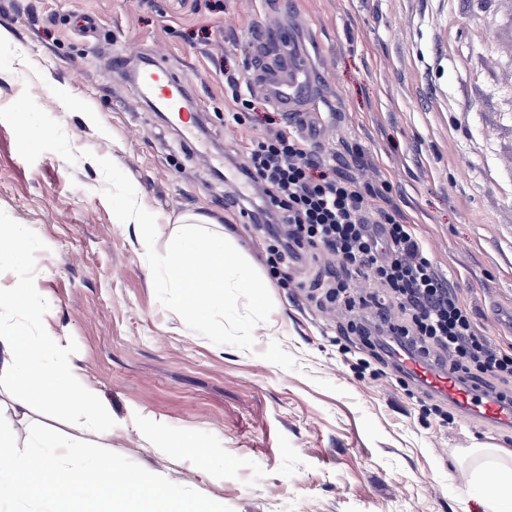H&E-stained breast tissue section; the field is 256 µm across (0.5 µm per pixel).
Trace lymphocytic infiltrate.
I'll return each mask as SVG.
<instances>
[{"label":"lymphocytic infiltrate","instance_id":"1","mask_svg":"<svg viewBox=\"0 0 512 512\" xmlns=\"http://www.w3.org/2000/svg\"><path fill=\"white\" fill-rule=\"evenodd\" d=\"M238 173L250 188L243 202L275 239L277 263L289 265L313 250L340 259L342 271L330 275L322 301L352 313L350 332L377 361L390 363L397 351L416 359L437 350L448 358V374L466 387L493 400L506 397L512 348L477 335L471 312L441 278L412 225L372 210L370 188L283 129L252 141ZM352 275L379 284L399 307L400 320L382 309L371 321L356 317L368 300L351 288Z\"/></svg>","mask_w":512,"mask_h":512}]
</instances>
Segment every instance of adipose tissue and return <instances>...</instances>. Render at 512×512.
Instances as JSON below:
<instances>
[{
    "label": "adipose tissue",
    "mask_w": 512,
    "mask_h": 512,
    "mask_svg": "<svg viewBox=\"0 0 512 512\" xmlns=\"http://www.w3.org/2000/svg\"><path fill=\"white\" fill-rule=\"evenodd\" d=\"M179 222L183 231L163 259L171 287L192 295L202 288L223 287L228 278L238 288L259 287L233 235L223 225L199 213L183 215ZM29 288V280L21 275L14 287L0 290V378L10 382L9 402L0 401V461H17L13 471L0 470V501L32 498L53 487L69 492L71 500L50 503L48 512H81V504L91 495L108 499L110 512H198L190 503L175 506L168 499L130 491L125 470L111 455L87 463V449L106 447L112 438L111 429L99 424L105 409L69 363L45 368L43 355L57 349L60 338L46 330L34 338L25 336L16 318L33 313L27 304ZM43 402L55 403L72 414L76 436L16 458L10 428L26 420L29 405ZM483 466L492 480L478 502L486 512H496L498 501L512 494V463L495 458Z\"/></svg>",
    "instance_id": "adipose-tissue-1"
}]
</instances>
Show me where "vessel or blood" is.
<instances>
[{"mask_svg": "<svg viewBox=\"0 0 512 512\" xmlns=\"http://www.w3.org/2000/svg\"><path fill=\"white\" fill-rule=\"evenodd\" d=\"M302 64V52L299 46L290 45L284 65H268L259 70V78L266 84L272 101L290 113H297L299 123H306L307 115L298 114L306 81ZM132 81L140 96L154 111L168 113L176 122L181 123L186 133L181 143L196 148L195 132L198 120L187 115V103L190 92L178 75L166 64L157 60L144 62L137 70ZM413 370L421 378L429 380L431 385L448 397L461 403L466 416L485 420L507 421L512 423V407L503 406L485 398L481 392L459 387L449 377H440L429 373L422 365H414Z\"/></svg>", "mask_w": 512, "mask_h": 512, "instance_id": "b4317fda", "label": "vessel or blood"}]
</instances>
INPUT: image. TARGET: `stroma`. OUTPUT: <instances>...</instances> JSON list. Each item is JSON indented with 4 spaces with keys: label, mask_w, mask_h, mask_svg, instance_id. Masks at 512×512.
Wrapping results in <instances>:
<instances>
[{
    "label": "stroma",
    "mask_w": 512,
    "mask_h": 512,
    "mask_svg": "<svg viewBox=\"0 0 512 512\" xmlns=\"http://www.w3.org/2000/svg\"><path fill=\"white\" fill-rule=\"evenodd\" d=\"M501 0H0V226L25 225L23 255L0 250V289L24 271L43 326L61 338L46 367L74 366L112 415V459L134 485L205 512H483L469 449L506 452L507 424L440 425L393 370L364 353L339 308L308 297L333 261L273 273L271 240L227 205L216 158L289 128L254 71L297 40L321 123L302 137L414 225L429 258L494 346L512 341V55ZM95 19L94 32L79 27ZM161 57L203 112L205 148L180 147L132 94L113 55ZM251 103L238 112L225 86ZM156 214L150 248L119 194ZM205 213L233 233L260 296L170 287L162 266ZM71 432L61 408L39 425ZM187 434L204 454L173 452Z\"/></svg>",
    "instance_id": "obj_1"
}]
</instances>
